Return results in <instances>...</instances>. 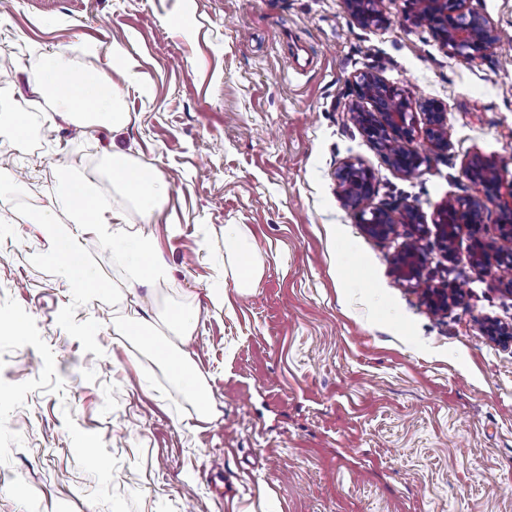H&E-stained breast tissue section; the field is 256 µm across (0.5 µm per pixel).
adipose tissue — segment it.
<instances>
[{"label":"adipose tissue","mask_w":512,"mask_h":512,"mask_svg":"<svg viewBox=\"0 0 512 512\" xmlns=\"http://www.w3.org/2000/svg\"><path fill=\"white\" fill-rule=\"evenodd\" d=\"M43 68L48 76L45 83L56 101V115L66 122L92 121L122 129L128 122L114 97L109 76L97 70L81 74L78 82L60 88L58 78L66 64L61 53L44 56ZM109 179L120 187L139 208L144 220H151L159 206L162 182L157 172L148 166H131L125 155L112 156ZM70 210V229L55 241V252L62 261V268L69 276L73 288L87 297L106 293L108 281L91 275L83 257L84 241L95 240L100 247L111 249L114 258L124 265L132 279L148 285L165 273L157 242L143 239L125 231L120 214L110 211L96 184L87 178L65 175L53 188L49 206L35 218L38 226L54 223L56 212ZM224 241L232 245V276L235 288L245 292L258 279L261 266L247 245L239 225L224 227ZM122 335L134 336L137 343L156 360L165 365L171 377L187 383L194 382L193 363L185 350L176 346L157 343L152 323L143 317L133 318L131 325L123 327Z\"/></svg>","instance_id":"obj_1"}]
</instances>
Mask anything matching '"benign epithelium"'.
Returning a JSON list of instances; mask_svg holds the SVG:
<instances>
[{
	"label": "benign epithelium",
	"instance_id": "benign-epithelium-1",
	"mask_svg": "<svg viewBox=\"0 0 512 512\" xmlns=\"http://www.w3.org/2000/svg\"><path fill=\"white\" fill-rule=\"evenodd\" d=\"M473 0H407L405 19L414 25L426 26L448 48L449 54L465 60L482 58L500 45L501 28L473 7ZM381 0H345L350 19L363 28L381 27L386 19L380 8ZM353 100L349 112L374 146L389 164L405 177L420 174L427 161L410 143L422 133L433 151L444 154L451 148L448 134L447 106L436 100H424L413 107L405 94L386 83L375 72H363L352 80ZM368 102L366 109L362 103ZM422 115L423 127L417 126L416 114ZM465 176L479 187L475 195L450 201L437 210L432 224L435 235L447 255H452V243L462 226L470 228L476 244L470 255L472 267L481 272L491 262L512 265V251L504 248L512 242V204L501 211L499 245L489 252L479 237L487 203L499 199L501 180L495 165L475 155L464 167ZM340 199L345 207L356 211L366 232L381 239L389 238L399 224L410 228V239L395 258L393 273L404 282L420 277L426 257L421 241L429 232L420 210L413 204L401 207L376 206L366 209L374 194L373 174L361 164L348 162L336 172ZM452 296L446 288H428L424 301L436 312L448 310Z\"/></svg>",
	"mask_w": 512,
	"mask_h": 512
}]
</instances>
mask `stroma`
Instances as JSON below:
<instances>
[{
  "mask_svg": "<svg viewBox=\"0 0 512 512\" xmlns=\"http://www.w3.org/2000/svg\"><path fill=\"white\" fill-rule=\"evenodd\" d=\"M381 9L377 29L350 23L343 0L0 7V109L34 121L22 142L0 132V512H512V342L484 332L488 318L512 324L502 271L471 267L464 227L450 257L428 235L420 280L398 281L408 227L369 236L336 185L359 162L375 175L372 205L409 202L428 219L475 193L472 156L512 187V48L467 61L405 21L404 0ZM115 45L132 78L112 74ZM56 51L69 75L111 73L123 129L53 122V98L34 89ZM366 71L448 108L453 147L438 155L416 135L418 176L391 168L347 110ZM116 151L161 176L151 221L109 182ZM66 171L155 238L164 279L132 286L89 240L87 268L111 288L77 297L54 253L68 211L31 225ZM228 224L261 264L246 293L224 280ZM428 288L461 297L435 313ZM170 306L195 314L193 335L156 332L189 353L213 418L114 332Z\"/></svg>",
  "mask_w": 512,
  "mask_h": 512,
  "instance_id": "stroma-1",
  "label": "stroma"
}]
</instances>
